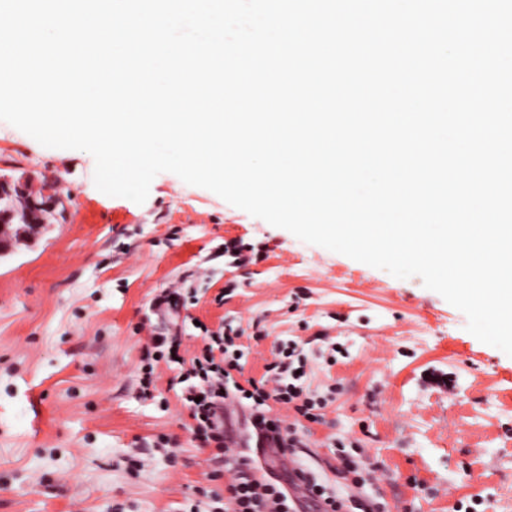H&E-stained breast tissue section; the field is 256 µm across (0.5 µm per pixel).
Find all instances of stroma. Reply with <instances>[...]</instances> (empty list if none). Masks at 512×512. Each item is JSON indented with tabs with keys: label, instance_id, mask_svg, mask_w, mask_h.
<instances>
[{
	"label": "stroma",
	"instance_id": "obj_1",
	"mask_svg": "<svg viewBox=\"0 0 512 512\" xmlns=\"http://www.w3.org/2000/svg\"><path fill=\"white\" fill-rule=\"evenodd\" d=\"M93 156L46 148L0 121V176L67 205L0 254V512H192L213 488L209 452L180 401L181 362L141 394L153 333L182 359L205 333L240 331L244 377L285 344L328 398L292 456L253 452L263 473L300 464L341 497L389 512H506L512 491V357L424 287L303 242L215 193L158 174L144 204L97 190ZM191 298L157 314L168 288ZM375 471L354 489L333 440ZM138 454L141 469L126 459Z\"/></svg>",
	"mask_w": 512,
	"mask_h": 512
}]
</instances>
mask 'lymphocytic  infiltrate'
<instances>
[{"instance_id": "lymphocytic-infiltrate-1", "label": "lymphocytic infiltrate", "mask_w": 512, "mask_h": 512, "mask_svg": "<svg viewBox=\"0 0 512 512\" xmlns=\"http://www.w3.org/2000/svg\"><path fill=\"white\" fill-rule=\"evenodd\" d=\"M242 357L230 336H211L200 355L189 361L182 374L187 385L180 400L194 421L193 434L205 443L215 445L219 456L230 457L231 478L223 488L210 492L211 499L224 505V512H301L304 503H320L321 512H385L380 503L356 496L341 499L326 492L304 469L292 472L293 492H286L275 479L260 478L253 472V460L244 453L231 455V442L224 429V403L229 394L253 401L258 408L252 426L263 437L275 441L276 452L297 447V432L284 427L281 420L266 414L267 401L283 404L309 422L321 423L323 403L305 394L301 380L305 375L296 366L295 351L281 352L267 364L260 378L231 384L233 370Z\"/></svg>"}]
</instances>
